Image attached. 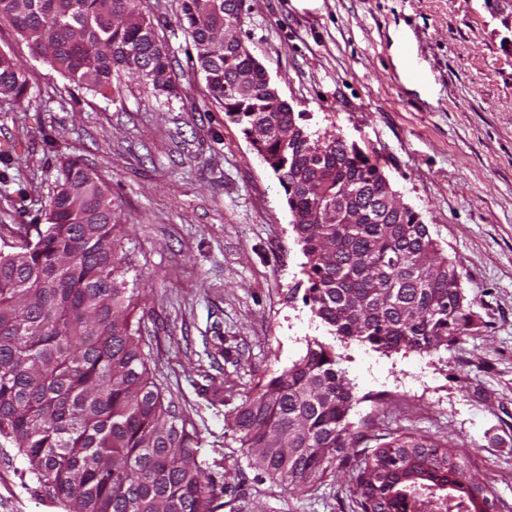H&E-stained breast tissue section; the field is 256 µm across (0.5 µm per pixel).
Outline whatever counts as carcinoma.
Masks as SVG:
<instances>
[{
	"mask_svg": "<svg viewBox=\"0 0 512 512\" xmlns=\"http://www.w3.org/2000/svg\"><path fill=\"white\" fill-rule=\"evenodd\" d=\"M141 0H0L8 24L70 82L106 95L124 78L155 96L182 92L169 52ZM240 0H182L176 23L196 50L210 98L253 141L283 187L305 262L303 297L343 343L431 354L458 343L477 313L459 264L442 254L421 215L391 213L380 167L355 144L312 131L302 112L269 111L265 73L224 44ZM253 70L251 91L230 94ZM28 80L0 51V98L20 101ZM306 139L288 142L291 125ZM367 213L360 224H315L342 190ZM118 206L108 186L68 158L42 224L0 235V447L13 448L39 488L67 512H214L218 487L186 427L149 377L133 327ZM419 311L413 322L404 312ZM345 357L317 338L237 411L231 428L250 465L290 492H304L361 440ZM451 441L390 437L350 477L361 512H416L420 491L484 512Z\"/></svg>",
	"mask_w": 512,
	"mask_h": 512,
	"instance_id": "obj_1",
	"label": "carcinoma"
}]
</instances>
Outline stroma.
Masks as SVG:
<instances>
[{"instance_id": "obj_1", "label": "stroma", "mask_w": 512, "mask_h": 512, "mask_svg": "<svg viewBox=\"0 0 512 512\" xmlns=\"http://www.w3.org/2000/svg\"><path fill=\"white\" fill-rule=\"evenodd\" d=\"M239 38L312 130L356 143L458 261L477 314L432 354L353 343L345 366L364 447L392 433L451 440L495 512H512V52L485 0H241ZM181 0H142L175 72L155 99L133 79L77 87L0 25L28 77L0 99V224L38 222L65 158L107 182L137 276L153 378L224 476L220 512H356L350 467L302 493L249 465L230 424L246 396L326 338L302 297L303 255L283 188L194 75ZM0 512H64L0 448Z\"/></svg>"}]
</instances>
